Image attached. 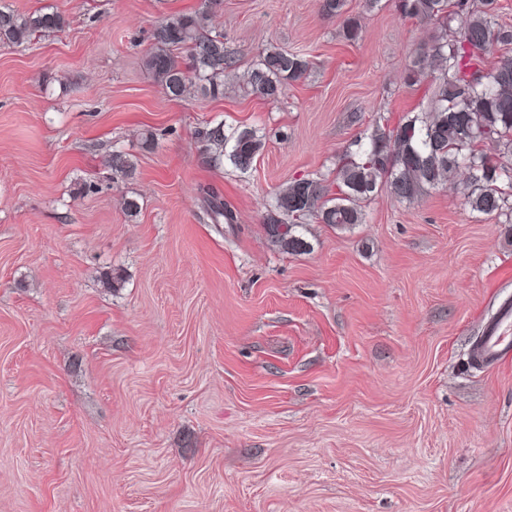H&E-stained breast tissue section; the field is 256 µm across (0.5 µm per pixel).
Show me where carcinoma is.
<instances>
[{"label": "carcinoma", "instance_id": "obj_1", "mask_svg": "<svg viewBox=\"0 0 512 512\" xmlns=\"http://www.w3.org/2000/svg\"><path fill=\"white\" fill-rule=\"evenodd\" d=\"M224 0H203L200 8L159 23L146 54V69L173 98L199 90L224 95V74L235 66L234 52L212 18ZM347 0H320V8L342 20L343 35L358 37L360 22L347 14ZM400 13L432 22L439 34L417 53L404 75L417 84L432 78L430 109L406 116L394 125L379 115L371 131L354 142L336 172V188L319 178H295L277 191L263 223L270 240L290 253L306 251L300 221L313 217L337 228L362 224L364 203L386 192L411 202L424 190L449 183L464 209L475 216L512 224V55L488 61L491 48L512 47V25L498 20V0H397ZM67 26L60 12L18 13L0 7V46H20L39 33L49 36ZM186 51L187 58L180 56ZM309 62L302 56L269 47L245 77V89L270 103L303 77ZM199 135L214 149V161L228 160L246 172L264 147L253 129L226 132L206 127ZM112 175L134 172L129 155L115 150ZM214 223L234 221L232 210L217 194L207 198Z\"/></svg>", "mask_w": 512, "mask_h": 512}]
</instances>
